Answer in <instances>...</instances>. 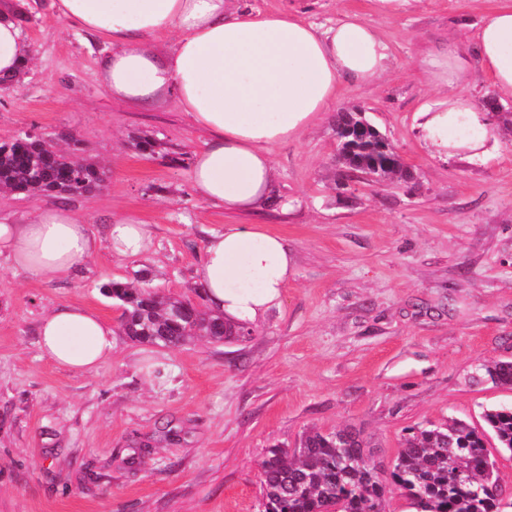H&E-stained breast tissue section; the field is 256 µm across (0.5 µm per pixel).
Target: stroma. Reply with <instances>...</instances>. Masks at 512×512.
Here are the masks:
<instances>
[{"mask_svg":"<svg viewBox=\"0 0 512 512\" xmlns=\"http://www.w3.org/2000/svg\"><path fill=\"white\" fill-rule=\"evenodd\" d=\"M48 0H0L26 13L29 63L0 87V143L19 131L100 162L91 195L0 192V210L62 202L96 235L112 217L147 224L140 257L107 248L68 280L33 277L0 256V512H260L270 448L299 447L310 430L360 431L389 467L406 429L512 404V386L472 381L512 362V95L497 93L474 51L478 27L504 0H414L399 15L372 0H310L307 22L357 14L390 45L392 67L369 85L342 83L299 138L273 151L272 200L254 214L202 202L188 166L204 138L175 100L138 109L97 77L104 39L79 33ZM455 44L467 64L449 84L429 54ZM463 92L503 106L479 160L433 158L418 113ZM361 112L394 145L413 178L364 181L347 192L336 162V114ZM156 142L154 155L135 146ZM259 224L285 238L295 268L279 306L223 344L131 341L102 288L146 273L159 293L200 302L193 271L210 232ZM65 305L90 308L116 332L92 371L57 366L37 325Z\"/></svg>","mask_w":512,"mask_h":512,"instance_id":"obj_1","label":"stroma"}]
</instances>
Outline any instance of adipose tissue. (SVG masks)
I'll use <instances>...</instances> for the list:
<instances>
[{
  "mask_svg": "<svg viewBox=\"0 0 512 512\" xmlns=\"http://www.w3.org/2000/svg\"><path fill=\"white\" fill-rule=\"evenodd\" d=\"M72 27L107 40L98 75L113 98L138 108L175 99L205 145L193 155L190 181L205 203L228 213H254L268 200L273 149L299 137L336 98L342 80L370 84L391 62L385 39L355 14L317 26L294 8L255 12L234 0H51ZM174 42L159 52L156 42ZM479 60L493 86L512 94V5L494 11L476 34ZM26 62L21 27L0 9V77ZM489 120L463 94L425 109L419 135L433 155L478 154L481 140L462 127ZM107 243L138 257L152 238L132 216L112 218L104 238L70 207L0 212V255L35 277L66 279ZM294 273L285 240L259 226L225 225L210 233L194 269L207 307L226 321L256 323L279 304ZM112 327L98 313L65 306L44 316L41 351L60 366L86 371L112 354Z\"/></svg>",
  "mask_w": 512,
  "mask_h": 512,
  "instance_id": "obj_1",
  "label": "adipose tissue"
}]
</instances>
